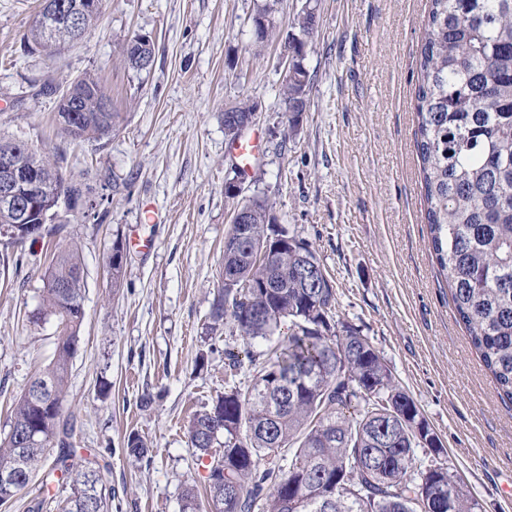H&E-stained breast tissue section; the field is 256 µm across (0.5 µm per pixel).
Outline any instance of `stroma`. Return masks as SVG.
I'll return each mask as SVG.
<instances>
[{
  "label": "stroma",
  "mask_w": 512,
  "mask_h": 512,
  "mask_svg": "<svg viewBox=\"0 0 512 512\" xmlns=\"http://www.w3.org/2000/svg\"><path fill=\"white\" fill-rule=\"evenodd\" d=\"M264 0H106L76 44L49 55L23 36L38 0H0V137L57 155L83 199L40 239L0 244V435L29 382L53 359L58 322L33 323L52 254L76 243L85 320L64 417L81 456H102L109 512H181L208 463L187 438L192 415L223 394V337L207 329L222 287L224 236L239 199L224 111H258L260 148L244 196L269 198L337 290L342 319L368 336L440 438L481 512H512V404L456 320L429 249L415 90L428 0H318L305 48L310 104L289 128L279 41L258 43ZM154 43L137 73L124 46ZM96 76L118 118L111 135L61 137L48 82ZM151 242L148 251L134 243ZM124 247L120 277L109 265ZM150 405H141L144 394ZM147 439L140 459L129 434Z\"/></svg>",
  "instance_id": "obj_1"
}]
</instances>
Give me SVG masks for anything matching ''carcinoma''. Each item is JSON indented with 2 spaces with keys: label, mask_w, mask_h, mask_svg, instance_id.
Listing matches in <instances>:
<instances>
[{
  "label": "carcinoma",
  "mask_w": 512,
  "mask_h": 512,
  "mask_svg": "<svg viewBox=\"0 0 512 512\" xmlns=\"http://www.w3.org/2000/svg\"><path fill=\"white\" fill-rule=\"evenodd\" d=\"M416 92L421 183L430 245L451 301L497 393L512 402V0H429ZM61 22L33 24L25 42L44 50L72 43ZM297 80L283 84L288 126L309 108L310 76L303 45L293 46ZM99 81L85 75L70 86L75 106L73 141L112 134L116 113L101 111ZM20 160L37 169L43 203L58 194L81 195L57 160L28 143ZM270 202L244 229L224 238V273L236 287L210 312L211 334L229 328L243 349H224V394L189 421L187 437L203 458L224 441V472L208 470L207 512H478L480 504L452 479L443 445L414 400L395 382L380 352L338 311L336 288L315 252L277 225ZM277 247L269 270L258 259ZM65 287L60 288L58 284ZM250 285L243 293L239 285ZM84 267L78 250L54 255L46 274L44 308L61 330L52 362L36 380L51 393L25 390L10 430L0 439V473L16 472L0 486V502L27 488L59 445L43 482L69 489L62 512H105L98 461H74L62 418L67 377L84 321ZM259 342L269 346L253 350ZM251 378L241 385L236 377ZM39 428L43 445L22 452L19 438ZM430 448L435 461L415 466V449ZM293 449L286 455L284 449ZM149 447L127 437L134 458ZM26 472L18 470L21 454ZM235 490L226 499L227 488Z\"/></svg>",
  "instance_id": "obj_1"
}]
</instances>
